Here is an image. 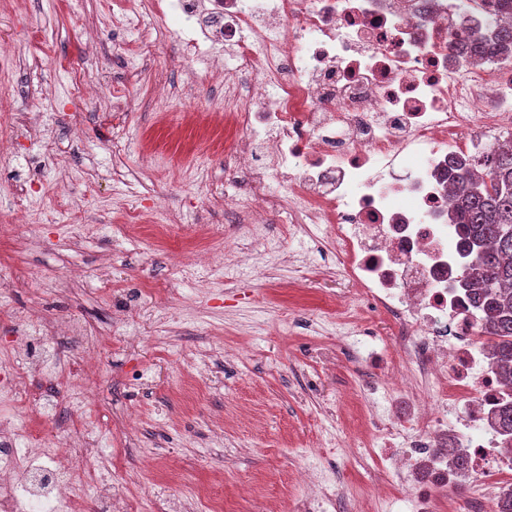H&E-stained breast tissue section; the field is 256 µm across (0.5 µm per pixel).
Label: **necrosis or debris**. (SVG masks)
<instances>
[{"mask_svg": "<svg viewBox=\"0 0 512 512\" xmlns=\"http://www.w3.org/2000/svg\"><path fill=\"white\" fill-rule=\"evenodd\" d=\"M190 38L194 61L203 45L228 46L224 105L215 115L236 141V167L249 171L243 222L269 216L296 228L314 226L332 242L356 301L395 316L409 343L414 373L383 349L384 402L367 407L382 429L377 459L405 477L430 460L441 435L459 438L470 475L491 495L512 489V435L495 413L512 401L505 381L477 341L461 268L471 255L450 214L448 164L500 144L512 128V62L471 65L460 41L484 28L480 11L460 0H170ZM24 340L0 341V409L26 420L0 431V512H44L21 494L34 462L58 474L57 502L83 512L99 472L88 450L112 434L94 417L96 360L58 368L68 412L46 430L31 411ZM417 408L402 421L391 404Z\"/></svg>", "mask_w": 512, "mask_h": 512, "instance_id": "1", "label": "necrosis or debris"}]
</instances>
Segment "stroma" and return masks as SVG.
I'll return each mask as SVG.
<instances>
[{"instance_id":"stroma-1","label":"stroma","mask_w":512,"mask_h":512,"mask_svg":"<svg viewBox=\"0 0 512 512\" xmlns=\"http://www.w3.org/2000/svg\"><path fill=\"white\" fill-rule=\"evenodd\" d=\"M140 0H0V41L12 71L0 73L16 118L0 138V216L17 213L38 227L23 249L0 237V261L19 283L0 309V339L18 336V311L39 308L57 327L29 355L37 416L65 425L53 378L59 358L79 360L93 336H108L97 412L117 419L136 410L138 431L93 449L111 460L88 512L145 484L164 512H292L312 493L297 478H327L357 512L372 485H398L367 448L349 439L373 427L363 412L382 379L343 338L346 331L389 344L401 326L354 300L315 239L295 238L270 217L263 234L196 194L201 177L243 194L247 175L224 174V153L209 148L196 112L223 94L203 80L224 67L215 49L197 70L184 62L181 24L166 10L133 35L123 13ZM151 43V56L138 57ZM162 79L178 103L150 101ZM126 150L112 154V117ZM165 197L181 224L199 225L202 246L221 249V272L201 267L181 281L169 255L182 231L115 239L128 209ZM55 222L38 223L45 213Z\"/></svg>"}]
</instances>
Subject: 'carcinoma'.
I'll use <instances>...</instances> for the list:
<instances>
[{"label":"carcinoma","instance_id":"cac0c4a2","mask_svg":"<svg viewBox=\"0 0 512 512\" xmlns=\"http://www.w3.org/2000/svg\"><path fill=\"white\" fill-rule=\"evenodd\" d=\"M467 9L487 10L489 20L512 13V0H466ZM468 53L478 59H512V25L469 35ZM455 223L476 251L465 269L470 300L480 314L479 335L499 370L512 377V148L487 150L460 163L451 179Z\"/></svg>","mask_w":512,"mask_h":512}]
</instances>
